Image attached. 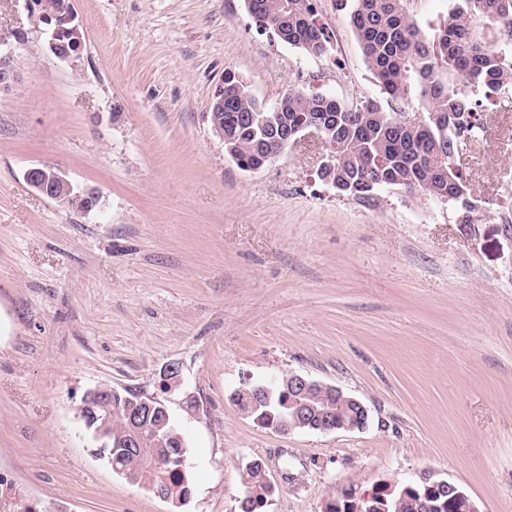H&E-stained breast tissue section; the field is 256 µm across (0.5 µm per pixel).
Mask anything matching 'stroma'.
<instances>
[{"label":"stroma","mask_w":512,"mask_h":512,"mask_svg":"<svg viewBox=\"0 0 512 512\" xmlns=\"http://www.w3.org/2000/svg\"><path fill=\"white\" fill-rule=\"evenodd\" d=\"M311 3L320 56L260 29L245 0H70L83 48L61 60L27 0H0L20 73L0 94V456L43 507L238 512L259 459L277 487L266 512L438 479L479 512H512V110L487 105L461 156L471 226L400 188L338 194L312 138L241 170L208 121L225 74L268 105L292 87L382 97L346 12ZM34 166L97 206L40 195ZM172 362L180 504L113 472L79 414L101 383L156 393ZM288 373L361 400L365 427L281 434L229 400Z\"/></svg>","instance_id":"obj_1"}]
</instances>
